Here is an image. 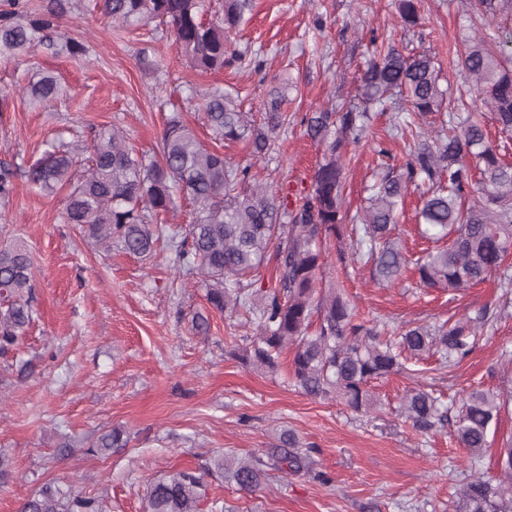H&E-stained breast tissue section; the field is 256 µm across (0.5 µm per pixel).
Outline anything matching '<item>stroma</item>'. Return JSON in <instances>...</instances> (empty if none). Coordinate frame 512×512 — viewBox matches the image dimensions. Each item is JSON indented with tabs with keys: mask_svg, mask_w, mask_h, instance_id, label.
<instances>
[{
	"mask_svg": "<svg viewBox=\"0 0 512 512\" xmlns=\"http://www.w3.org/2000/svg\"><path fill=\"white\" fill-rule=\"evenodd\" d=\"M462 0H419L416 27L401 23L398 0H252L241 26L229 34L235 50L223 70L203 73L181 56L154 24L119 28L68 0L59 24L81 41V56L37 46L22 58H0V162L24 168L57 141L84 140L90 127L120 129L127 144L155 154L172 104L200 141L212 144L197 113L214 89L230 92L242 111L261 115L273 92L284 93L288 123L275 149L253 157L248 144L223 147L231 166H251L278 193L296 196L311 186L321 149L305 132L306 114L351 100L373 42L407 54L426 52L441 65V84L459 86L455 66L462 40L474 26L512 32V11L467 14ZM160 63L159 70L146 66ZM55 74L63 89L48 108L32 104L22 85ZM394 112L373 117L368 136L346 156L343 210L362 211L372 182L376 143L394 155L408 151L392 137ZM1 212L0 245L23 239L34 259V322L10 353L0 357V453L12 475L0 482V512L21 503L47 482L99 496L107 512H143L148 485L184 469L202 470L217 453L244 457L295 434L311 449L315 470L331 481L271 469L262 489L250 493L205 477L203 512H458L456 494L475 476L497 480L501 448L512 442V410L488 432L482 454L469 455L454 423L473 390L512 392V291L490 280L449 295L420 288L413 272L398 284H379L371 266L352 259L350 237L331 240L317 289L333 288L359 319L395 332L441 323L490 308L472 353L456 365L439 354L403 353V367L374 381V405L355 412L336 399L305 395L295 385L285 349L276 372L244 364L240 355L257 335L256 323L214 309L191 275H179L168 251L144 259L120 247L103 250L64 218L66 189L42 193L17 178ZM416 193L398 210L395 234L408 258L427 247L421 239ZM204 315L208 335L193 319ZM32 364L18 378L17 368ZM411 388L440 395L448 421L417 431L398 414ZM112 428L125 431L126 447L106 456L87 446ZM74 450L58 457L56 445Z\"/></svg>",
	"mask_w": 512,
	"mask_h": 512,
	"instance_id": "stroma-1",
	"label": "stroma"
}]
</instances>
